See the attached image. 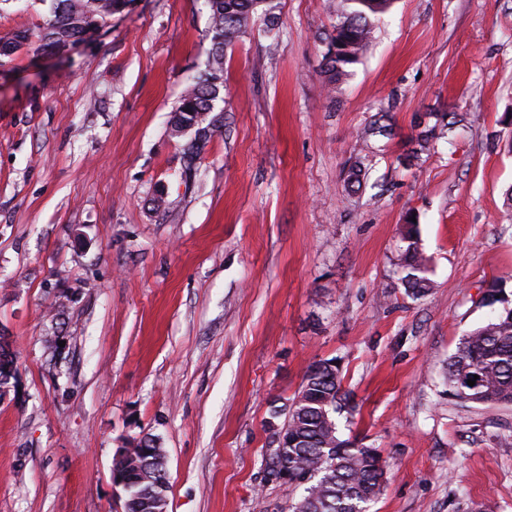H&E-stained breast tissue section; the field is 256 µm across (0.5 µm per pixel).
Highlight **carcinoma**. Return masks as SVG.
Returning a JSON list of instances; mask_svg holds the SVG:
<instances>
[{
  "label": "carcinoma",
  "mask_w": 512,
  "mask_h": 512,
  "mask_svg": "<svg viewBox=\"0 0 512 512\" xmlns=\"http://www.w3.org/2000/svg\"><path fill=\"white\" fill-rule=\"evenodd\" d=\"M133 0H50L49 16L38 31L19 28L0 37V67L11 65L32 44L51 52L59 44L80 42L91 31L103 28L115 14L124 12ZM208 12L211 47L206 67L189 80L173 110L170 136L185 137L192 128L194 140L184 148L185 170L196 160L215 132L222 128L215 114L224 101V49L237 42L249 25L258 22L273 29L278 20L275 0H204ZM392 0H338L336 25L329 37L325 79L333 86L358 64L372 43L374 21ZM437 125H427L414 139L403 163L418 164L436 139ZM397 267L401 282L415 298L426 296L432 284L419 240L417 224L410 222L402 234ZM475 379L470 386L467 380ZM446 380L455 398L475 405L494 407L512 404V308L498 313L460 340L448 358ZM343 377L331 359L313 361L302 385L288 406L285 420L274 433L268 480L278 478L275 468L292 474L290 482H309L294 512H364L383 490L387 468L372 448H358L337 435L333 414L342 409ZM137 447L153 480L142 482L129 471L122 458H113L112 472L123 482L128 502L124 512H152L167 499L166 450L152 435L142 436Z\"/></svg>",
  "instance_id": "carcinoma-1"
}]
</instances>
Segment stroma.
I'll list each match as a JSON object with an SVG mask.
<instances>
[{"mask_svg": "<svg viewBox=\"0 0 512 512\" xmlns=\"http://www.w3.org/2000/svg\"><path fill=\"white\" fill-rule=\"evenodd\" d=\"M278 2L277 39L256 25L225 51L224 127L190 175L167 124L210 47L204 0H135L0 71V512H123L112 458L145 434L169 512H293L301 487L265 478L272 410L318 358L342 365L340 435L387 466L369 512H512V405L443 381L485 283L512 304V0H394L333 90L336 0ZM47 16L13 0L0 36ZM429 112L455 131L403 166ZM379 118L391 136H366ZM411 218L420 299L397 268Z\"/></svg>", "mask_w": 512, "mask_h": 512, "instance_id": "obj_1", "label": "stroma"}]
</instances>
